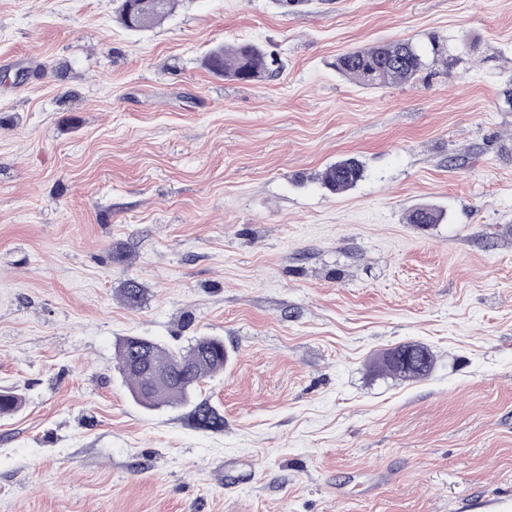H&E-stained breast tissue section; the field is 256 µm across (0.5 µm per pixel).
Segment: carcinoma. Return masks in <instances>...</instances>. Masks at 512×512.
Masks as SVG:
<instances>
[{
  "mask_svg": "<svg viewBox=\"0 0 512 512\" xmlns=\"http://www.w3.org/2000/svg\"><path fill=\"white\" fill-rule=\"evenodd\" d=\"M140 6L132 9L130 0H117L116 14L119 23L127 30L139 32L161 24L173 11L174 0H137ZM205 64L212 72L226 78L249 82L275 73L279 68L277 56L264 47L241 42L231 48L216 47L206 57ZM425 67V53L406 40H397L363 50L347 52L336 59V70L357 80L364 86L410 84ZM362 164L355 158H347L327 166L321 173V184L333 194H343L363 178ZM442 212L432 206L416 207L409 211L410 224H438ZM123 302L139 307L145 297V289L134 281H127L120 289ZM409 357L405 364L406 380L427 376L433 369L434 356L423 344L407 343L395 347L377 358L378 366L394 376L399 367L394 356ZM118 369L131 397L146 409L163 405L190 402L191 391L198 381L224 370L227 351L224 341L218 337L201 336L190 350L176 355L149 340L147 346L133 345V337H125L118 345ZM167 376L171 384L161 393L154 394L147 388L152 374ZM23 405L22 398L14 390L0 389V415H12ZM193 416L207 422L212 428L223 424V419L207 404L194 407Z\"/></svg>",
  "mask_w": 512,
  "mask_h": 512,
  "instance_id": "cac0c4a2",
  "label": "carcinoma"
}]
</instances>
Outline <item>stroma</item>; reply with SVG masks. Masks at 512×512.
<instances>
[{
    "label": "stroma",
    "mask_w": 512,
    "mask_h": 512,
    "mask_svg": "<svg viewBox=\"0 0 512 512\" xmlns=\"http://www.w3.org/2000/svg\"><path fill=\"white\" fill-rule=\"evenodd\" d=\"M0 0V512H461L512 496V0ZM437 44L367 87L338 56ZM244 41L282 67L209 72ZM366 173L336 195L319 175ZM430 205L441 223H408ZM146 298L122 301L126 280ZM231 360L148 410L116 347ZM421 342L432 373L375 369ZM224 418L202 428L192 407ZM119 23L127 30L139 32L161 24L173 11L174 0H135L140 6L133 10L131 0H116ZM362 164L355 158H347L327 166L321 173V184L333 194L351 190L363 178Z\"/></svg>",
    "instance_id": "obj_1"
}]
</instances>
